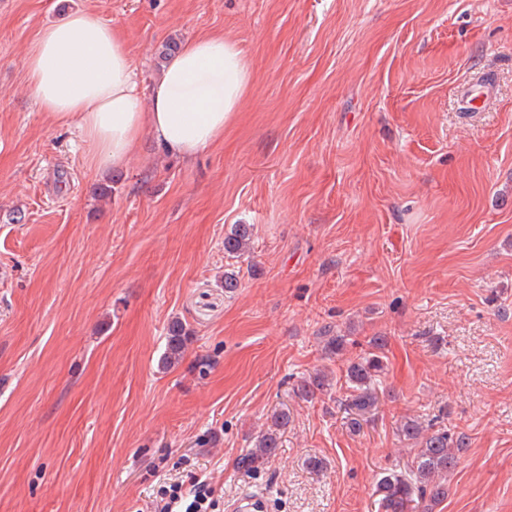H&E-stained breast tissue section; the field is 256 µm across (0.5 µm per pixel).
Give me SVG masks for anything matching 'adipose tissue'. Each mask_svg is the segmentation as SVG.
<instances>
[{"label":"adipose tissue","mask_w":512,"mask_h":512,"mask_svg":"<svg viewBox=\"0 0 512 512\" xmlns=\"http://www.w3.org/2000/svg\"><path fill=\"white\" fill-rule=\"evenodd\" d=\"M26 70L40 111L55 125L79 128L101 175L125 166L146 134L186 159L222 141L251 82L236 45L212 32L164 61L143 104L123 35L86 9L39 30Z\"/></svg>","instance_id":"adipose-tissue-1"}]
</instances>
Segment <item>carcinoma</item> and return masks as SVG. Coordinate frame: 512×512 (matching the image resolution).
<instances>
[{"mask_svg": "<svg viewBox=\"0 0 512 512\" xmlns=\"http://www.w3.org/2000/svg\"><path fill=\"white\" fill-rule=\"evenodd\" d=\"M250 225L236 224L224 237V250L239 255L250 248ZM331 329L323 331L325 354L342 353L347 338L330 335ZM186 337L183 328L172 326L167 340L162 367L167 369L181 360ZM388 338L373 336L368 341V350L349 361L345 370L348 392L336 400L339 409L346 414L348 429L358 433L369 415L377 409L379 392L377 377L385 369L384 350ZM332 389V377L324 370L299 380L293 392L302 400L309 401L325 395ZM286 411L274 413L260 432L255 447L247 450L237 461V467L246 475L259 471L275 455L279 448L280 431L288 426ZM405 440L417 447L416 460L412 468L404 473L388 472L377 482L374 495L377 497V512H433L436 505L448 497L447 475L457 464L460 455L468 448V437L446 426L440 418L427 421L410 419L400 428Z\"/></svg>", "mask_w": 512, "mask_h": 512, "instance_id": "cac0c4a2", "label": "carcinoma"}]
</instances>
